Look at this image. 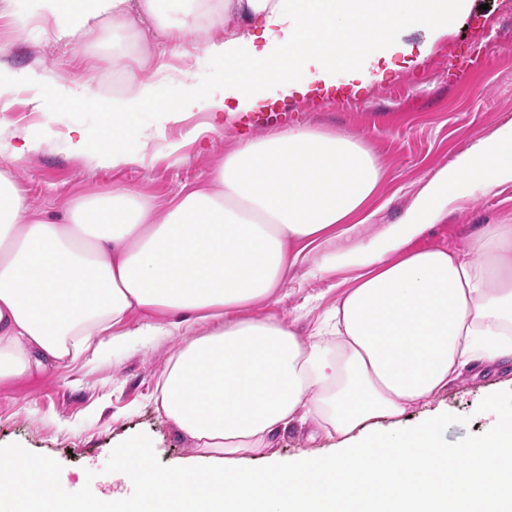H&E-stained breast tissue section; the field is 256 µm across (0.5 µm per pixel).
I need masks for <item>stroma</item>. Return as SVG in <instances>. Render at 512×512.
Returning a JSON list of instances; mask_svg holds the SVG:
<instances>
[{
  "label": "stroma",
  "instance_id": "1",
  "mask_svg": "<svg viewBox=\"0 0 512 512\" xmlns=\"http://www.w3.org/2000/svg\"><path fill=\"white\" fill-rule=\"evenodd\" d=\"M203 36L199 29L184 39L160 34L140 21L116 32L105 22L75 48L55 39L51 22L29 18L28 0H0L1 69H32L52 86L86 83L107 98L129 79L159 66L173 70L203 58ZM407 41L428 49L418 64L401 66L358 89L343 84L297 95L268 111L234 119L218 135H201L210 113L205 100H198L163 138L132 144L134 162L114 169L96 167L90 158L72 154L67 144L76 129L98 140L106 123L103 113L81 101L41 112L30 92L19 89L0 100V169L18 180L36 216L59 215L77 197L126 185L137 186L163 206L181 191L205 185L213 168L243 140L288 126L339 128L364 138L384 171L369 206L371 219L355 235L332 236L324 245L329 252L350 249L399 223L436 172L512 123V0H470L468 12L446 33L430 41L415 31ZM117 52L124 64L119 73L108 64ZM478 53L484 56L481 71L456 79L458 66ZM206 61L198 74L202 84L222 80L223 61ZM17 130L39 133L38 149L22 150L21 140L13 136ZM168 140L182 142L180 155L168 154ZM480 224H512L511 182L455 198L445 219L415 244L464 249ZM335 302L331 281L312 278L304 265L289 274L278 302L256 304L244 315L274 317L305 335ZM182 341L177 333L150 334L120 352L0 381V451L50 463L61 501L135 498L139 484L114 459L137 444L148 447L155 473L176 466L206 469L192 441L155 402L161 376ZM490 399L500 411H512V373L474 368L449 383L431 406L409 410L399 427L411 429L437 415L444 419L442 441L460 447L487 433L493 420L486 407ZM332 446L314 437L310 422L296 421L278 433L271 456L248 455L242 463L263 471L272 459L325 456Z\"/></svg>",
  "mask_w": 512,
  "mask_h": 512
}]
</instances>
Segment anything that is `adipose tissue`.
<instances>
[{
  "instance_id": "obj_1",
  "label": "adipose tissue",
  "mask_w": 512,
  "mask_h": 512,
  "mask_svg": "<svg viewBox=\"0 0 512 512\" xmlns=\"http://www.w3.org/2000/svg\"><path fill=\"white\" fill-rule=\"evenodd\" d=\"M467 6L29 0L32 16L74 44L106 18L121 30L134 10L161 31L193 28L203 12L224 29L201 47L224 62L219 85L201 90L185 68L179 101L164 97L156 73L101 103L107 124L97 142L70 141L73 154L100 168L133 162L128 142L163 136L202 95L212 111L205 131L215 134L240 115L330 89L341 77L350 85L381 80L385 65L411 55L409 29L444 33ZM147 106L153 125H129ZM382 181L360 138L306 126L241 142L208 186L163 207L125 186L78 197L60 218H35L19 183L1 171L0 380L131 346L145 333L124 326L136 311L170 314V333L209 322L212 330L169 361L159 398L209 466L159 475L142 447L120 453L119 466L143 487L146 512H512V415H496L481 440L460 448L443 444L436 418L397 428L462 370L512 364V224L482 226L465 250L410 247L449 199L477 184L512 182V125L440 169L401 222L366 246L324 251L328 235L349 236L368 222ZM305 262L316 278L356 272L322 326L304 337L276 319L243 318L254 303L278 300L289 269ZM381 417L393 429L364 435L363 425ZM296 420L335 440L331 454L262 472L241 465L243 455L268 452ZM56 480L48 463L0 455V505L11 512L22 503L30 512H137L120 498L102 509L46 496Z\"/></svg>"
}]
</instances>
